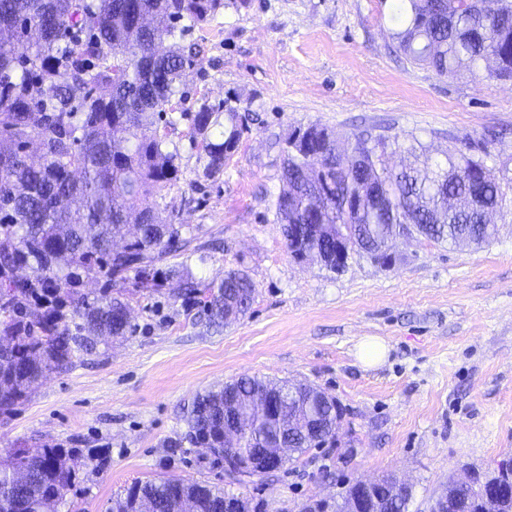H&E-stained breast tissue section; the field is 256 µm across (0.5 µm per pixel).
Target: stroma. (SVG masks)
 Instances as JSON below:
<instances>
[{"instance_id": "35a3bbf8", "label": "stroma", "mask_w": 512, "mask_h": 512, "mask_svg": "<svg viewBox=\"0 0 512 512\" xmlns=\"http://www.w3.org/2000/svg\"><path fill=\"white\" fill-rule=\"evenodd\" d=\"M394 6L224 0L210 24L189 31L205 51L183 80L187 100L160 126L182 178L158 212L192 227L194 251L165 258L159 294L126 284L133 335L45 372L0 414V450L73 448L97 459L78 467L60 512H108L134 479L163 476L297 512L381 474L409 486L408 512H428L450 477L512 459V213L492 215L497 236L486 245L400 239L391 267L357 258L331 273L291 257L270 209L283 140L316 122L341 138L366 129L416 141L436 160L468 142L488 165L512 169V80L443 78L411 63L392 37ZM204 103L253 121L223 174L194 189L191 114ZM171 267L202 287L243 270L252 305L232 326L206 328ZM367 337L387 347L373 367L357 357ZM253 375L319 387L343 416L336 443L240 483L183 442L184 418L197 392Z\"/></svg>"}]
</instances>
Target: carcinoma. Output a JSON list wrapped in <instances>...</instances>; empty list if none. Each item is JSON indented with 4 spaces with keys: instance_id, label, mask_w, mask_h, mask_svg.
Instances as JSON below:
<instances>
[{
    "instance_id": "carcinoma-1",
    "label": "carcinoma",
    "mask_w": 512,
    "mask_h": 512,
    "mask_svg": "<svg viewBox=\"0 0 512 512\" xmlns=\"http://www.w3.org/2000/svg\"><path fill=\"white\" fill-rule=\"evenodd\" d=\"M488 15L475 0H401L394 19L398 49L439 76H461L486 65L492 78H512V0H495ZM224 0H0V413L24 398L45 370L68 369L104 336L134 333L130 306L117 284L159 291L157 264L186 252L182 224L164 223L149 204L180 179L177 150H169L159 121L182 102L183 75L202 45L186 42L189 28L215 19ZM188 24H183V21ZM250 113L200 105L191 141L201 164L197 179L215 180L250 129ZM401 153L400 169L386 165ZM272 201L292 257L303 248L328 252L336 239L315 225H340L349 256L390 247L403 224L428 240L481 246L496 234L485 221L503 209L505 186L466 146L432 161L419 143L358 133L341 145L321 124L285 140ZM75 211L59 205L73 195ZM104 280L100 293L81 291ZM255 286L229 270L207 290L212 326H230L250 309ZM50 298L49 308L28 312ZM235 417L252 427L235 447L214 448L212 461L237 460L268 447L274 429L293 452L310 449L306 429L321 423L319 442L335 439L336 405L316 387L245 377L195 397L185 439L224 431V396ZM74 452L45 447L0 457V512H58L75 477ZM224 489L171 477L136 480L110 512H224Z\"/></svg>"
}]
</instances>
